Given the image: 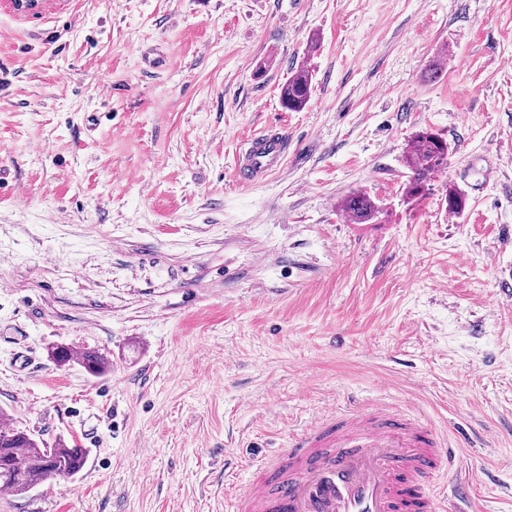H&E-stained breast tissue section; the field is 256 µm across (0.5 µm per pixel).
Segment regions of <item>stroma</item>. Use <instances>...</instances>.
Returning a JSON list of instances; mask_svg holds the SVG:
<instances>
[{
  "instance_id": "obj_1",
  "label": "stroma",
  "mask_w": 512,
  "mask_h": 512,
  "mask_svg": "<svg viewBox=\"0 0 512 512\" xmlns=\"http://www.w3.org/2000/svg\"><path fill=\"white\" fill-rule=\"evenodd\" d=\"M269 126L285 170L236 181ZM425 128L453 151L411 200ZM356 192L380 222L345 217ZM373 400L446 438L434 493L463 475L512 512V0L0 4V415L89 451L0 512H225ZM312 75L308 70H297L280 88V100L290 111H300L306 107L311 94Z\"/></svg>"
}]
</instances>
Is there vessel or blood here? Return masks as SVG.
Returning <instances> with one entry per match:
<instances>
[{
  "instance_id": "1",
  "label": "vessel or blood",
  "mask_w": 512,
  "mask_h": 512,
  "mask_svg": "<svg viewBox=\"0 0 512 512\" xmlns=\"http://www.w3.org/2000/svg\"><path fill=\"white\" fill-rule=\"evenodd\" d=\"M288 137L254 134L236 158L239 181L281 172ZM438 433L396 406L377 403L316 419L287 448L251 469L228 512H438L427 487L442 464Z\"/></svg>"
}]
</instances>
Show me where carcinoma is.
<instances>
[{
    "instance_id": "carcinoma-1",
    "label": "carcinoma",
    "mask_w": 512,
    "mask_h": 512,
    "mask_svg": "<svg viewBox=\"0 0 512 512\" xmlns=\"http://www.w3.org/2000/svg\"><path fill=\"white\" fill-rule=\"evenodd\" d=\"M312 75L301 69L288 78L280 88V100L290 111L306 107L311 94ZM449 146L439 134L425 129L411 139L405 156L411 171L405 186V195L418 199L423 196L437 172L448 164ZM445 202L448 212L457 215L465 211L467 196L456 187H448ZM342 211L355 224H369L378 218L380 207L367 195L353 193L342 201ZM81 366L91 375L103 373L108 368L107 359L96 351L80 355ZM79 449L70 448L63 441L49 448L40 440L15 427L0 429V488L14 495H23L36 489L41 483L55 478H73L82 471L77 463Z\"/></svg>"
}]
</instances>
